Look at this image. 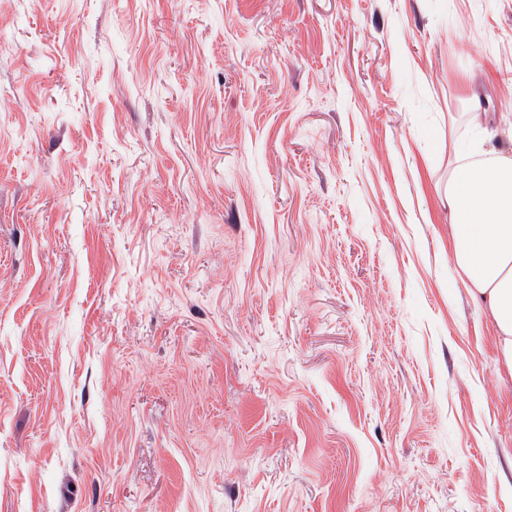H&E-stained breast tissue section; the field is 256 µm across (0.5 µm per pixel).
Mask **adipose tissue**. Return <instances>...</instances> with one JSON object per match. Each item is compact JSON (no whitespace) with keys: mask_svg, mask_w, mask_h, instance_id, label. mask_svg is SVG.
Returning <instances> with one entry per match:
<instances>
[{"mask_svg":"<svg viewBox=\"0 0 512 512\" xmlns=\"http://www.w3.org/2000/svg\"><path fill=\"white\" fill-rule=\"evenodd\" d=\"M478 150V140H469L448 180L452 259L489 313L512 370V156L497 151L480 160Z\"/></svg>","mask_w":512,"mask_h":512,"instance_id":"1","label":"adipose tissue"}]
</instances>
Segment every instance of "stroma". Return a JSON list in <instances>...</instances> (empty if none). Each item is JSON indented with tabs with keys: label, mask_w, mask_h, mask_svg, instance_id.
<instances>
[{
	"label": "stroma",
	"mask_w": 512,
	"mask_h": 512,
	"mask_svg": "<svg viewBox=\"0 0 512 512\" xmlns=\"http://www.w3.org/2000/svg\"><path fill=\"white\" fill-rule=\"evenodd\" d=\"M478 106L512 0H0V512H512ZM479 145L472 139L458 150L448 179L452 259L491 316L501 359L512 371V156L495 149L474 154Z\"/></svg>",
	"instance_id": "35a3bbf8"
}]
</instances>
